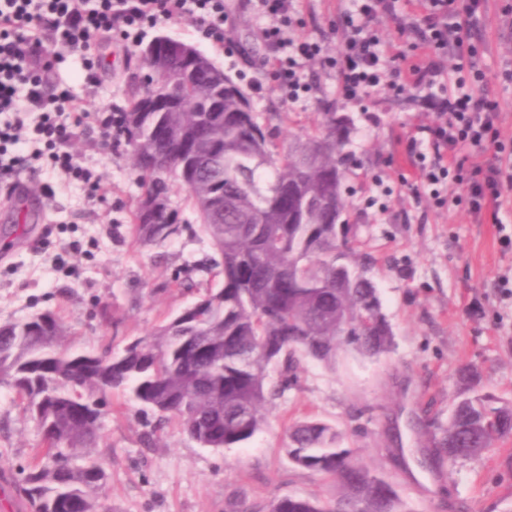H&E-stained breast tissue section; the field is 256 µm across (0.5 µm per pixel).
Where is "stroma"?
<instances>
[{"label":"stroma","mask_w":512,"mask_h":512,"mask_svg":"<svg viewBox=\"0 0 512 512\" xmlns=\"http://www.w3.org/2000/svg\"><path fill=\"white\" fill-rule=\"evenodd\" d=\"M511 4L488 0L475 38L476 66L499 102V135L506 143H512V80L505 76L512 70ZM226 5L229 47L214 45L179 19L147 29L143 39L168 35L202 52L245 91L255 112L280 126L282 139L315 127L329 106L350 117L346 217L356 227L360 261L378 290L393 343L373 358L340 352L332 367L302 361L296 383L268 404L261 430L232 448L201 447L176 423L160 424L112 392L98 449L108 463L105 508L226 512L228 502L242 500L251 512H266L271 500L285 495L326 497L330 486L323 477L295 465L285 451L289 426L315 419L336 425L345 445L393 484L411 512H512V436L441 469L418 464L465 390L463 368L479 372L477 394L512 403V249L502 244L512 237V185L502 191L498 224L476 223L461 205L436 206L404 142L430 113L383 89L357 105L337 102L334 75L315 65L305 70L315 85L312 98L288 104L269 65L274 51L256 38L266 17L252 0ZM340 6L341 0H303L299 35L338 51ZM139 49L117 37L92 49L110 62L96 80H87L71 59L48 78L94 108L124 107L131 82L146 71ZM282 113L288 116L284 126ZM67 148L99 186L69 182L44 166L24 171L42 200L44 223L18 224L12 185L0 182V322L57 312L75 347L118 352L194 300V291L172 286L169 278L178 268L194 283L206 282L201 266L213 248L193 227L181 189L172 201L190 229L141 247L132 220L140 188L125 143L104 149L90 125ZM150 432L155 441L149 445ZM42 448L34 423L0 385V512H20L12 486Z\"/></svg>","instance_id":"35a3bbf8"}]
</instances>
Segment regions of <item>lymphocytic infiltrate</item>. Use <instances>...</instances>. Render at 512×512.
Masks as SVG:
<instances>
[{"mask_svg": "<svg viewBox=\"0 0 512 512\" xmlns=\"http://www.w3.org/2000/svg\"><path fill=\"white\" fill-rule=\"evenodd\" d=\"M396 2L350 0L342 15L341 49L329 56L318 42L297 36V0H258L270 19L259 36L275 50L271 68L277 86L290 103L307 100L314 86L304 71L315 61L334 74L336 97L345 103L363 101L382 85L397 96L411 89L420 92L421 103L434 111L435 119L415 127L407 156L418 168L423 188L444 205L449 184L464 185L463 199L475 221L498 216L502 189L512 183V166L478 164L470 180L457 171L458 146H471L478 156L490 146L500 154L506 150L497 140L498 104L483 85L482 73L466 72L463 64L474 54L469 44L482 0H409L420 16L410 28L416 52L412 59L387 55L370 26L377 16H395ZM173 17L190 20L215 42L224 40V0H0V180L16 179L32 161L44 159L66 178L95 185L92 171L66 148L88 112L68 90L46 88L42 75L59 60L56 46L68 47L90 71L95 67L93 45L116 33L130 38L132 29ZM448 53L457 57L456 65H444ZM29 109L41 114L31 130L23 119ZM30 137L39 147L26 155L18 146Z\"/></svg>", "mask_w": 512, "mask_h": 512, "instance_id": "f902f5d3", "label": "lymphocytic infiltrate"}]
</instances>
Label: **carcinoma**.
<instances>
[{"mask_svg": "<svg viewBox=\"0 0 512 512\" xmlns=\"http://www.w3.org/2000/svg\"><path fill=\"white\" fill-rule=\"evenodd\" d=\"M158 85L133 87L120 135L130 148L141 195L160 204L145 219L136 201L139 243L161 244L184 225L170 196L186 190L214 255V284L122 351L77 350L52 311L0 322V385L37 426L43 457L18 486L29 512H101L109 474L96 448L104 396L121 391L161 422H176L205 448H232L266 421L269 399L296 379L301 359L326 365L350 348L377 357L392 329L353 248L343 146L347 119L323 124L287 146L253 111L239 85L216 67L202 76L180 56L156 63ZM176 125V138L163 131ZM512 435V406L466 396L434 442L429 466L472 457ZM319 420L288 428L294 463L331 480L325 500L282 497L267 512H409L391 483L341 444Z\"/></svg>", "mask_w": 512, "mask_h": 512, "instance_id": "1", "label": "carcinoma"}]
</instances>
